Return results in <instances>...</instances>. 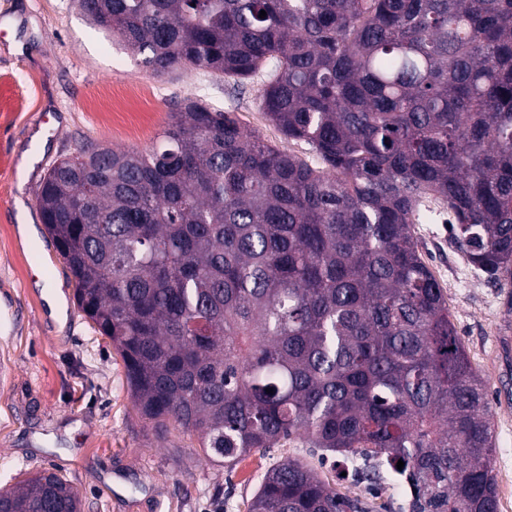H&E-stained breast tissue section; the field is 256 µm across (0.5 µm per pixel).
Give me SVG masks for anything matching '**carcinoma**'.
Here are the masks:
<instances>
[{
    "mask_svg": "<svg viewBox=\"0 0 512 512\" xmlns=\"http://www.w3.org/2000/svg\"><path fill=\"white\" fill-rule=\"evenodd\" d=\"M76 2L156 76L260 79L322 162L190 102L159 148L85 136L47 169L42 223L141 418L221 467L298 438L406 477L411 512H497L487 385L412 225L446 214L488 281L512 274V0ZM80 507L55 472L0 489V512ZM248 512L360 508L286 457Z\"/></svg>",
    "mask_w": 512,
    "mask_h": 512,
    "instance_id": "cac0c4a2",
    "label": "carcinoma"
}]
</instances>
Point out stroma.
Returning <instances> with one entry per match:
<instances>
[{
	"label": "stroma",
	"instance_id": "stroma-1",
	"mask_svg": "<svg viewBox=\"0 0 512 512\" xmlns=\"http://www.w3.org/2000/svg\"><path fill=\"white\" fill-rule=\"evenodd\" d=\"M263 85L181 67L151 74L74 0H0V488L58 470L79 493L81 512H247L263 477L283 457L302 459L366 512H409L410 488L389 473L344 479L334 457L285 445L254 451L233 467L212 463L196 435L158 431L135 412L123 362L76 304L65 323L45 295L74 282L41 223L35 194L48 167L85 135L115 148L145 150L186 100L231 113L241 126L306 161L261 109ZM36 157L22 162L24 153ZM32 224L31 238L18 227ZM421 258L444 289L473 367L485 378L496 453L498 512H512V413L497 406L499 347L512 294L486 280L457 250L443 224L412 228Z\"/></svg>",
	"mask_w": 512,
	"mask_h": 512
}]
</instances>
